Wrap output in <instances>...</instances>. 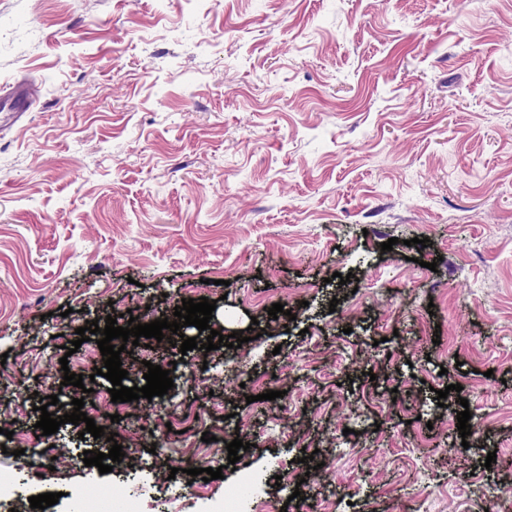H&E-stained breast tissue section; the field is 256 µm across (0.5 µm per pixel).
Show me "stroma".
Segmentation results:
<instances>
[{"label": "stroma", "mask_w": 512, "mask_h": 512, "mask_svg": "<svg viewBox=\"0 0 512 512\" xmlns=\"http://www.w3.org/2000/svg\"><path fill=\"white\" fill-rule=\"evenodd\" d=\"M16 85L32 105L0 101V468L20 486L0 512L47 492L44 512H72L91 482L213 512L247 475L287 512H512V0H0ZM199 297L212 329L255 340L204 353L193 327L187 355L121 352L123 386L169 371L163 397L63 385L103 364L96 341L64 351L87 321ZM53 388L56 415L91 403L122 464L85 466L108 442L74 424L39 436ZM221 429L250 447L190 492Z\"/></svg>", "instance_id": "obj_1"}]
</instances>
